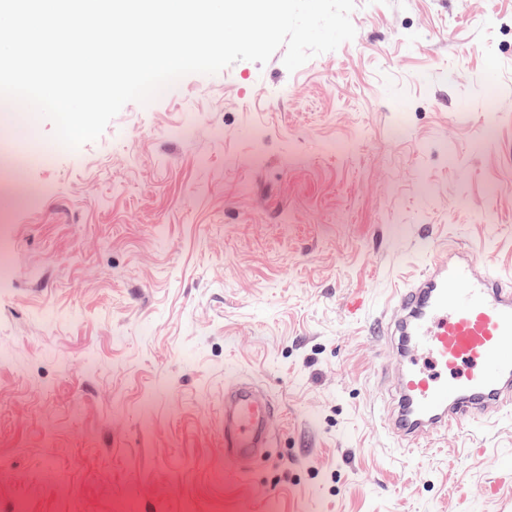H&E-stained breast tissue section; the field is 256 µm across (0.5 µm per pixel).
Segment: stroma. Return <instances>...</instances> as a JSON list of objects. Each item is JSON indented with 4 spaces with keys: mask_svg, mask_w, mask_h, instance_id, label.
<instances>
[{
    "mask_svg": "<svg viewBox=\"0 0 512 512\" xmlns=\"http://www.w3.org/2000/svg\"><path fill=\"white\" fill-rule=\"evenodd\" d=\"M0 168V512H512V420L393 448L375 319L433 244L512 269V0H355ZM274 398L224 456V388Z\"/></svg>",
    "mask_w": 512,
    "mask_h": 512,
    "instance_id": "stroma-1",
    "label": "stroma"
}]
</instances>
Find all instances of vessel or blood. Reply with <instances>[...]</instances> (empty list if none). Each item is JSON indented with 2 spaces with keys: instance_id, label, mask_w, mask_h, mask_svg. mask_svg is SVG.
<instances>
[{
  "instance_id": "vessel-or-blood-1",
  "label": "vessel or blood",
  "mask_w": 512,
  "mask_h": 512,
  "mask_svg": "<svg viewBox=\"0 0 512 512\" xmlns=\"http://www.w3.org/2000/svg\"><path fill=\"white\" fill-rule=\"evenodd\" d=\"M378 334L395 361L383 429L396 447L424 453L512 413V273L475 248L434 242L422 272L390 295ZM275 412L255 383L225 387V457L244 468L270 447Z\"/></svg>"
}]
</instances>
